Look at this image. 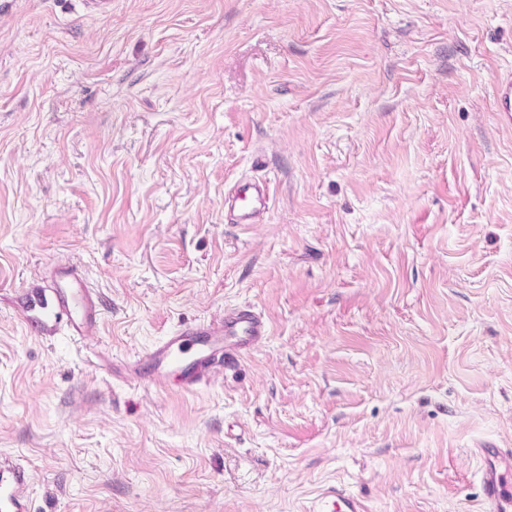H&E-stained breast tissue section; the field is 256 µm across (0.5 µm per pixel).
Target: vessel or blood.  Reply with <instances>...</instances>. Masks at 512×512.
Returning <instances> with one entry per match:
<instances>
[{"label": "vessel or blood", "instance_id": "vessel-or-blood-1", "mask_svg": "<svg viewBox=\"0 0 512 512\" xmlns=\"http://www.w3.org/2000/svg\"><path fill=\"white\" fill-rule=\"evenodd\" d=\"M270 191L264 181L242 179L224 193V216L231 224H254L269 209ZM25 321H38L50 334L68 329L81 338L99 323L101 309L76 269H65L51 287L31 293ZM264 317L252 306L225 309L222 318L202 320L170 331L160 341L139 352L125 366L129 378H150L164 384L178 375L181 388L191 392L208 384L218 370L236 364L241 355L269 336ZM484 512H512V448H481ZM30 477L27 468L0 458V512H30ZM307 512H366L363 501L338 486L323 489Z\"/></svg>", "mask_w": 512, "mask_h": 512}]
</instances>
